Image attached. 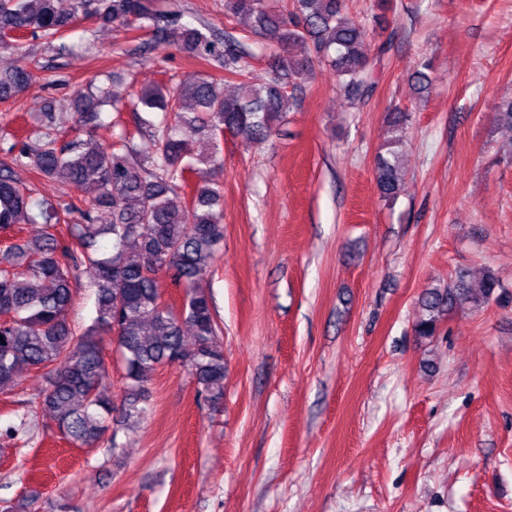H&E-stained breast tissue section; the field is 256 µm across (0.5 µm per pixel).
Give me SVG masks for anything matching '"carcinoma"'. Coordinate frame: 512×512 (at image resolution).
<instances>
[{
	"instance_id": "1",
	"label": "carcinoma",
	"mask_w": 512,
	"mask_h": 512,
	"mask_svg": "<svg viewBox=\"0 0 512 512\" xmlns=\"http://www.w3.org/2000/svg\"><path fill=\"white\" fill-rule=\"evenodd\" d=\"M224 15L254 34L272 35L275 67L261 84L250 76L249 58L232 37L224 50L215 34L181 22L175 11L156 13L150 0H0V41L32 35L52 43L90 17L99 27L129 28L147 21L156 40H168L188 56L224 69V75L193 74L175 85L154 84L138 91L134 106L159 114L148 123L154 151L142 154L134 138L122 135L111 147L87 132L72 136L48 115L28 122L23 133L0 127V234L12 239L0 250V390H11L23 373L37 371L48 382L40 409L78 448L103 442L112 400L105 396L108 370L102 336H115L127 380L122 419L136 423L145 412L152 374L164 365H186L197 393L222 405L227 366L221 330L202 282L210 275L224 239L223 187L210 173L223 164L224 129L251 143L266 141L274 123L297 105V91L312 67L336 73L338 87L355 100L375 91L374 69L363 51L365 30L350 16L347 0H224ZM237 92L224 95L225 79ZM32 74L0 72V98L22 93ZM124 105L104 83L78 92L68 109L79 121L98 119L108 106ZM409 113L390 114L392 135L376 157L377 186L387 200L401 187L403 141L397 131ZM497 124L512 130V97L499 102ZM201 136L209 152L193 154L189 142ZM25 166L81 192L78 202L34 198L14 167ZM23 224H42L34 241L15 239ZM95 291V315L76 330L68 322L82 276ZM185 289L179 306L166 305L158 279ZM500 284L487 271L472 283L462 274L444 288L420 297L414 333L437 335L458 308H479L500 299Z\"/></svg>"
}]
</instances>
